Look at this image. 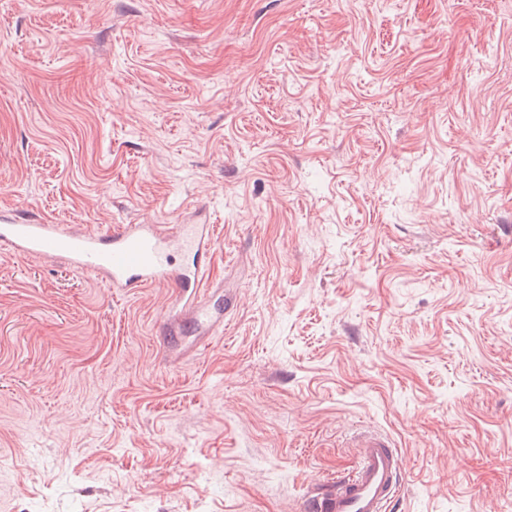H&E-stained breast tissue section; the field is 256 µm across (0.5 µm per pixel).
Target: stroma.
Listing matches in <instances>:
<instances>
[{
  "label": "stroma",
  "instance_id": "35a3bbf8",
  "mask_svg": "<svg viewBox=\"0 0 512 512\" xmlns=\"http://www.w3.org/2000/svg\"><path fill=\"white\" fill-rule=\"evenodd\" d=\"M222 225L224 318L0 251V512H512V0H0V207ZM358 462L351 474L340 477L329 490L313 488L312 512H387L398 489L402 462L390 438L378 431L355 441Z\"/></svg>",
  "mask_w": 512,
  "mask_h": 512
}]
</instances>
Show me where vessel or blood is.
Wrapping results in <instances>:
<instances>
[{
  "mask_svg": "<svg viewBox=\"0 0 512 512\" xmlns=\"http://www.w3.org/2000/svg\"><path fill=\"white\" fill-rule=\"evenodd\" d=\"M218 240V227L198 219L169 235L157 224H120L100 232L0 209V249L17 257L41 256L68 268L94 274L113 292L125 294L152 286H175L191 322L212 327L206 300L205 270ZM192 258L187 267L173 264L174 251ZM358 462L331 489H313L309 512H387L401 478L402 462L390 438L378 431L361 434Z\"/></svg>",
  "mask_w": 512,
  "mask_h": 512,
  "instance_id": "1",
  "label": "vessel or blood"
}]
</instances>
